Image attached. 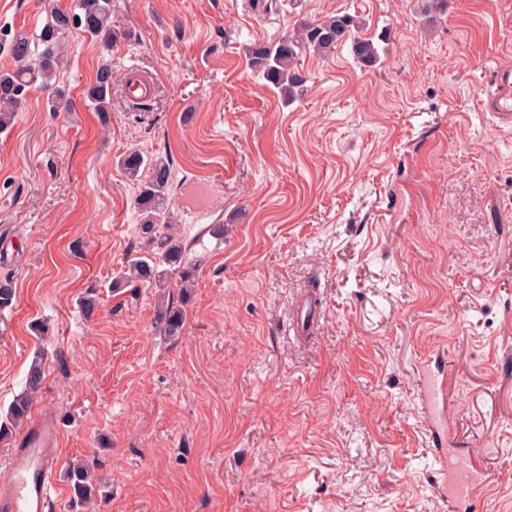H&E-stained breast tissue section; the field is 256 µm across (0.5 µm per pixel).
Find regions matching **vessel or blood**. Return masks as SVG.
Masks as SVG:
<instances>
[{
  "instance_id": "vessel-or-blood-1",
  "label": "vessel or blood",
  "mask_w": 512,
  "mask_h": 512,
  "mask_svg": "<svg viewBox=\"0 0 512 512\" xmlns=\"http://www.w3.org/2000/svg\"><path fill=\"white\" fill-rule=\"evenodd\" d=\"M494 81L500 91L487 99L484 106L501 123L511 126L512 66L498 68ZM318 314L316 302L301 297L293 324L299 330H308ZM454 384L455 377L448 371H422L417 398L436 450L437 472L448 501V512H468L478 483L488 470L481 454L451 450L453 441L447 427L448 393ZM60 457L59 436L54 426L46 420L36 423L25 435L22 446L11 449L6 458L11 477L0 484V512H49L58 492L54 476Z\"/></svg>"
}]
</instances>
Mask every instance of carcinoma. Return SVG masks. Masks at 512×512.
Returning <instances> with one entry per match:
<instances>
[{"label":"carcinoma","instance_id":"obj_1","mask_svg":"<svg viewBox=\"0 0 512 512\" xmlns=\"http://www.w3.org/2000/svg\"><path fill=\"white\" fill-rule=\"evenodd\" d=\"M113 0H76L75 11L53 10L37 37L23 30H0V46L7 49L11 66L0 69V133L11 130L18 108L31 89L52 88L48 99L51 112H68L72 100L65 86L59 83L63 69L68 35L80 28L103 50L112 46L118 33L112 27ZM350 43L354 59L371 67L379 58L378 48L369 38L358 35V26L348 14H336L322 20L303 22L291 34L277 40L253 44L248 50L251 68L288 101L302 96L306 78L301 75L297 61L305 53L326 57ZM112 66L104 61L95 73L92 85L85 92L99 120L106 125L112 111ZM126 179L137 187L135 205L140 216V229L147 243L157 245L152 256L134 257L118 273L112 287L138 283L158 289L156 320L167 336L181 333L185 309L166 300V290L173 280L180 287H192V271L185 266L186 246L171 233L175 215L168 203L174 180L168 157L146 154L137 148L127 150L119 160ZM15 296L11 273L0 276V308L11 306ZM44 381L43 358L31 362L23 391L16 397L7 413L15 425L28 416L31 406L41 392ZM64 479L72 493L73 506L89 507L99 492L101 483L94 474V465L87 459L69 465Z\"/></svg>","mask_w":512,"mask_h":512}]
</instances>
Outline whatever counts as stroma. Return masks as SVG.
Here are the masks:
<instances>
[{
    "instance_id": "obj_1",
    "label": "stroma",
    "mask_w": 512,
    "mask_h": 512,
    "mask_svg": "<svg viewBox=\"0 0 512 512\" xmlns=\"http://www.w3.org/2000/svg\"><path fill=\"white\" fill-rule=\"evenodd\" d=\"M70 3L0 0V29ZM336 13L378 62L305 55L283 103L249 46ZM112 21L107 53L69 36L71 111L34 89L0 134V451L26 432L6 413L39 353L28 421L94 460L96 512H448L416 399L440 357L458 445L489 472L475 512H512V128L483 105L512 64V0H115ZM105 59L106 126L84 97ZM131 67L155 83L139 106ZM133 146L170 158L194 243L177 336L154 289L112 285L145 248L116 165ZM312 285L320 317L291 334Z\"/></svg>"
}]
</instances>
